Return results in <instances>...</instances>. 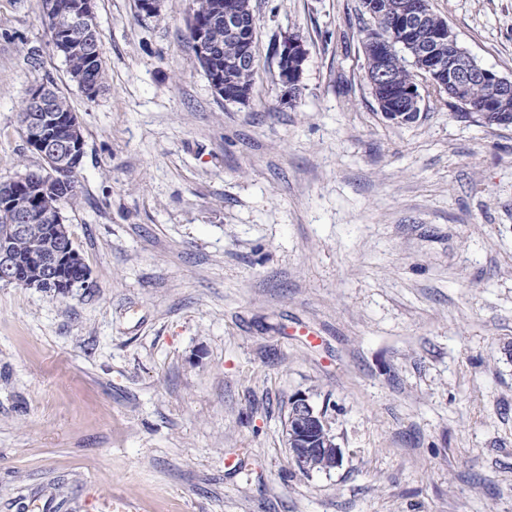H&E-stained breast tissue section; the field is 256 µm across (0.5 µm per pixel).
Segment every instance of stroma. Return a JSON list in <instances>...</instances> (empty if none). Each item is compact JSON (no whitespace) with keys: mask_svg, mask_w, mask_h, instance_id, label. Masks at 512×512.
Returning <instances> with one entry per match:
<instances>
[{"mask_svg":"<svg viewBox=\"0 0 512 512\" xmlns=\"http://www.w3.org/2000/svg\"><path fill=\"white\" fill-rule=\"evenodd\" d=\"M189 4L95 0L90 100L40 0H0V182L37 164L17 114L53 81L82 127L62 214L90 271L65 296L0 284V512H512V125L426 83L416 121L385 118L362 0H251L252 89L224 102ZM430 6L512 80V0ZM298 393L336 469L292 465ZM278 75L283 86L288 89V102L296 100L302 65L306 59V49L302 40L295 35L285 36L277 47Z\"/></svg>","mask_w":512,"mask_h":512,"instance_id":"stroma-1","label":"stroma"}]
</instances>
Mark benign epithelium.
<instances>
[{
	"mask_svg": "<svg viewBox=\"0 0 512 512\" xmlns=\"http://www.w3.org/2000/svg\"><path fill=\"white\" fill-rule=\"evenodd\" d=\"M430 11L429 0H413L400 14V25L386 32L373 27L364 32L363 47L376 57V66L369 76L372 89L379 91L383 100H397L406 109L420 104L418 85L400 86L391 75V59L401 47H414V61L418 74L430 82L448 79V84L458 96L466 92L475 81L491 85V95L483 101L474 117L485 125H509L512 115L500 111V103L512 98V80L500 77L480 67L461 47L449 41L448 27L425 32L424 23ZM195 28L194 44L202 59L224 57V62L239 68L256 65L251 34L244 26L243 6L239 0H224V35H219V22L191 20ZM67 27L97 26L91 3L82 4L67 20ZM448 42V55L439 53V46ZM278 75L288 89V102L296 100L306 49L295 35L283 38L277 47ZM208 81L221 99L229 103H242L248 96L224 88V77L217 71L207 73ZM30 110L24 118L29 146L46 161L41 172L33 176L22 172L13 180L0 183V202L16 216L18 223L8 226L0 241V281L12 283L17 275V258L11 241L26 236L30 225L40 221L36 208L42 193L54 190L62 197L70 192L69 177L75 175L81 164V124L75 113L67 117L70 136H55V126L62 117L52 111L50 96L45 86L37 83L29 91ZM57 245L33 252L26 270L30 284L36 287L61 282L65 293L89 285V274L73 275L71 271L82 267V260L72 248L62 214H57L54 224ZM286 441L291 462L310 473L329 471L340 465L341 451L326 425L323 412L317 410L303 394L295 395L290 402L286 425Z\"/></svg>",
	"mask_w": 512,
	"mask_h": 512,
	"instance_id": "1",
	"label": "benign epithelium"
}]
</instances>
